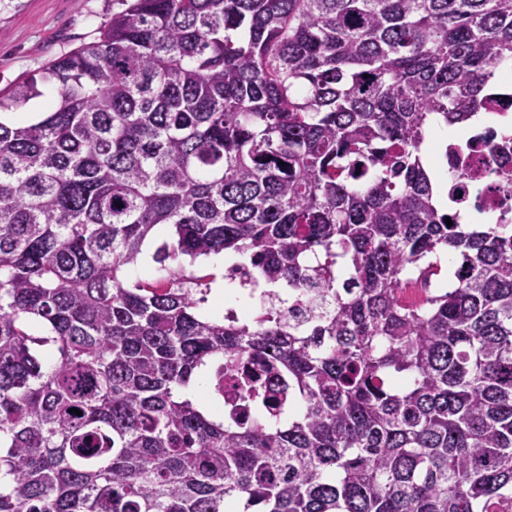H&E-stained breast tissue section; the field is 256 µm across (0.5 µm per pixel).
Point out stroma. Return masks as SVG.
Segmentation results:
<instances>
[{"mask_svg":"<svg viewBox=\"0 0 512 512\" xmlns=\"http://www.w3.org/2000/svg\"><path fill=\"white\" fill-rule=\"evenodd\" d=\"M119 0H0V91L91 42Z\"/></svg>","mask_w":512,"mask_h":512,"instance_id":"1","label":"stroma"}]
</instances>
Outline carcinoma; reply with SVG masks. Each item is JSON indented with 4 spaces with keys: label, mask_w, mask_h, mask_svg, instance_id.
Wrapping results in <instances>:
<instances>
[{
    "label": "carcinoma",
    "mask_w": 512,
    "mask_h": 512,
    "mask_svg": "<svg viewBox=\"0 0 512 512\" xmlns=\"http://www.w3.org/2000/svg\"><path fill=\"white\" fill-rule=\"evenodd\" d=\"M511 61L512 0H132L1 93L0 512L512 506V224L421 157ZM158 225L155 262L231 250L305 313L127 287ZM217 368L232 416L181 395Z\"/></svg>",
    "instance_id": "cac0c4a2"
}]
</instances>
